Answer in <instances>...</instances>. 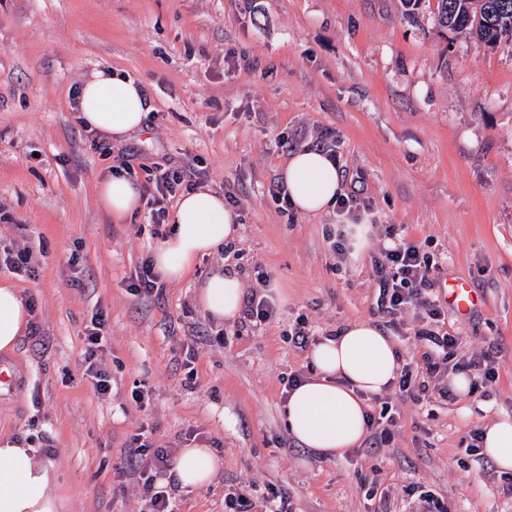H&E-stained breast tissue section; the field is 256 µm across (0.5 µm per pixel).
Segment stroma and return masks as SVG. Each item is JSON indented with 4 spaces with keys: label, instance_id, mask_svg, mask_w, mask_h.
<instances>
[{
    "label": "stroma",
    "instance_id": "stroma-1",
    "mask_svg": "<svg viewBox=\"0 0 512 512\" xmlns=\"http://www.w3.org/2000/svg\"><path fill=\"white\" fill-rule=\"evenodd\" d=\"M436 5L409 19L400 0H0V247L30 256L26 272L1 264L0 282L33 300L39 326L0 354V371L15 372L0 385V433L52 447L65 512H149L125 469L145 428L143 459L210 448L224 463L210 485L176 488L178 512H225L231 492L283 496L293 512H409L426 494L445 512H512L505 473L464 451L470 431L512 415V41L441 30ZM99 64L138 79L152 105L147 128L120 143L77 120L76 86ZM323 141L345 191L370 201L363 223L396 225L481 295L444 328L459 354L492 351L498 372L477 397L400 403L381 447L333 459L282 424L284 378L311 370L289 341L295 325L321 339L367 321L406 362L420 325L377 304L378 237L337 265L327 235L345 216H301L270 193L288 156ZM118 168L141 182L176 170L233 198L235 249L137 294L173 224L145 206L112 223L94 189ZM222 264L281 290L269 323L239 336L203 309L197 288ZM96 313L106 397L83 377Z\"/></svg>",
    "mask_w": 512,
    "mask_h": 512
}]
</instances>
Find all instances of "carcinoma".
Wrapping results in <instances>:
<instances>
[{
	"label": "carcinoma",
	"instance_id": "obj_1",
	"mask_svg": "<svg viewBox=\"0 0 512 512\" xmlns=\"http://www.w3.org/2000/svg\"><path fill=\"white\" fill-rule=\"evenodd\" d=\"M435 16L440 27L466 32L486 47L512 39V0H437Z\"/></svg>",
	"mask_w": 512,
	"mask_h": 512
}]
</instances>
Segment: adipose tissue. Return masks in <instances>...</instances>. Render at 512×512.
Segmentation results:
<instances>
[{
	"instance_id": "adipose-tissue-1",
	"label": "adipose tissue",
	"mask_w": 512,
	"mask_h": 512,
	"mask_svg": "<svg viewBox=\"0 0 512 512\" xmlns=\"http://www.w3.org/2000/svg\"><path fill=\"white\" fill-rule=\"evenodd\" d=\"M151 110L143 86L108 66L94 67L77 90V117L83 127L106 140L122 142L141 131ZM290 206L302 215L332 208L342 194L339 166L316 148L291 155L281 169ZM100 207L114 222H122L142 205V188L128 176L108 175L96 185ZM174 230L154 250L160 275L170 281L185 278L197 261L220 244L236 241L239 226L223 195L208 188L184 193L178 200ZM246 284L231 267L214 270L202 282L198 301L213 317L235 321L241 312ZM29 315L19 290L0 283V353H10L25 332ZM314 372L293 390L282 407L288 434L320 458L343 456L367 435V399L394 381L400 357L379 327L348 323L337 334L312 347ZM482 451L503 472L512 471V415L501 413L485 425ZM42 449L0 438V512H61L53 466ZM222 467L209 448L178 449L173 474L183 487L212 482Z\"/></svg>"
}]
</instances>
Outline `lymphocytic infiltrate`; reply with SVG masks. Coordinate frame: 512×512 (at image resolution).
I'll use <instances>...</instances> for the list:
<instances>
[{
	"label": "lymphocytic infiltrate",
	"instance_id": "obj_1",
	"mask_svg": "<svg viewBox=\"0 0 512 512\" xmlns=\"http://www.w3.org/2000/svg\"><path fill=\"white\" fill-rule=\"evenodd\" d=\"M147 181L153 186L148 200L151 216L155 223H163L167 215V204L176 197L184 178L174 171L155 169L149 171ZM383 235L386 243L372 259L380 306L389 313L410 314L428 324L427 329L416 332L415 337L428 342L429 347L420 361L403 364L397 379L396 399L420 402L434 395L452 398L453 391L445 380L451 371L468 375L470 388L474 391L494 381L495 369L489 352L479 351L467 357H456L459 336L434 329L435 324L443 322L445 318L442 306L430 293L438 271L437 264L431 261L421 245L398 234L395 225H384ZM103 326L101 316L92 317L91 326L85 331L92 355L84 360V376L94 392L101 396L112 391L101 360L94 357L95 352L104 348ZM171 467L172 458L167 450L157 448L149 473L142 477V491L150 505V512H175L171 486L157 480L159 474Z\"/></svg>",
	"mask_w": 512,
	"mask_h": 512
}]
</instances>
